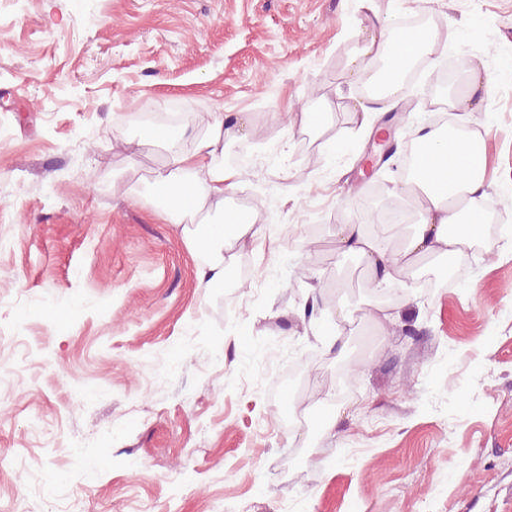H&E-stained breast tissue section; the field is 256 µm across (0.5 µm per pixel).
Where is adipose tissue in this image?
Segmentation results:
<instances>
[{"label": "adipose tissue", "instance_id": "adipose-tissue-1", "mask_svg": "<svg viewBox=\"0 0 512 512\" xmlns=\"http://www.w3.org/2000/svg\"><path fill=\"white\" fill-rule=\"evenodd\" d=\"M434 40L433 34L413 33L397 43L387 29H380L378 37L365 47L358 67L366 69L397 50L407 60H416L425 55ZM251 131L248 116L241 115L231 126L219 119L210 121L207 132L200 136L185 126L174 133H155L167 155L152 176L156 196L153 212L162 222L181 227L188 247L199 260V282L206 288L222 282L233 261L226 255V247L247 238L254 226L250 220L229 225L223 220L224 195L236 189L241 180L240 170L224 162V145ZM415 143L432 151L434 168L411 179L422 198L423 218L401 247L392 252L385 249L386 243L395 238L390 224L380 225L374 234L366 233L360 224L336 228L339 250L356 256L369 270L381 272L384 279L398 283L414 275L425 259L448 256L467 242V234L453 232V225L465 220L472 224L488 221L478 205L485 194L487 173L483 140L477 136L459 139L449 127L422 128Z\"/></svg>", "mask_w": 512, "mask_h": 512}]
</instances>
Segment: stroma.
Masks as SVG:
<instances>
[{"mask_svg":"<svg viewBox=\"0 0 512 512\" xmlns=\"http://www.w3.org/2000/svg\"><path fill=\"white\" fill-rule=\"evenodd\" d=\"M422 14L443 22L434 58L362 113L373 31ZM450 56L478 79L435 82ZM402 100L397 153L375 164ZM144 104L250 116L241 145L265 161L226 204L265 206L233 245L259 302L199 287L180 229L126 197L164 156L129 117ZM431 104L484 140L502 212L461 281L389 305L336 227L360 220L357 197L420 220L400 152ZM303 106L327 112L306 132ZM0 129V512H70L76 488L81 512H512V0H0ZM309 224L322 262L304 267ZM330 280L334 306L308 310ZM57 306L66 321L47 319ZM285 341L331 375L356 364L346 403L295 431L273 370Z\"/></svg>","mask_w":512,"mask_h":512,"instance_id":"1","label":"stroma"}]
</instances>
